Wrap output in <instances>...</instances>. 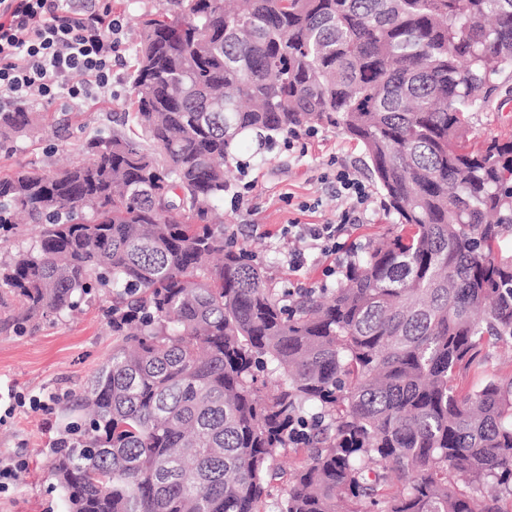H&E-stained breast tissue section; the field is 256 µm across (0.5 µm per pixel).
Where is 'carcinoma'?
Masks as SVG:
<instances>
[{
	"label": "carcinoma",
	"instance_id": "1",
	"mask_svg": "<svg viewBox=\"0 0 512 512\" xmlns=\"http://www.w3.org/2000/svg\"><path fill=\"white\" fill-rule=\"evenodd\" d=\"M176 3L140 21L135 132L0 177V235L38 228L0 263V331L111 297L52 462L70 512H259L279 485V512H502L512 375L463 382L512 341V135L468 138L512 78V0ZM33 124L0 112V146ZM313 124L361 145L400 231L334 288H272L212 212L242 139Z\"/></svg>",
	"mask_w": 512,
	"mask_h": 512
}]
</instances>
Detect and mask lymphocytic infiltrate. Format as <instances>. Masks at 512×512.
I'll list each match as a JSON object with an SVG mask.
<instances>
[{
    "label": "lymphocytic infiltrate",
    "mask_w": 512,
    "mask_h": 512,
    "mask_svg": "<svg viewBox=\"0 0 512 512\" xmlns=\"http://www.w3.org/2000/svg\"><path fill=\"white\" fill-rule=\"evenodd\" d=\"M121 29L108 2L92 9L87 0H0V112L23 108L35 93L85 103L110 81ZM75 73L81 83H71ZM342 230L339 224L289 225V237L303 244L290 265L303 268L309 251H335Z\"/></svg>",
    "instance_id": "obj_1"
}]
</instances>
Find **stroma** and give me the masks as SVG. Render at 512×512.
<instances>
[{
    "label": "stroma",
    "instance_id": "obj_1",
    "mask_svg": "<svg viewBox=\"0 0 512 512\" xmlns=\"http://www.w3.org/2000/svg\"><path fill=\"white\" fill-rule=\"evenodd\" d=\"M171 0H112L122 23L120 48L112 61V93L75 107L60 99L32 98L28 109L35 126L14 151H0V177L18 166L44 170L81 160L87 141L123 130L136 48L135 22L144 14L171 9ZM498 110L480 113L474 135L491 138L512 131V92L500 89ZM245 173L233 174L231 188L218 204L225 227L238 241L258 250L271 283L316 288L325 271L353 248L396 231L381 195L364 166L361 146L331 127H319L297 138L278 137L275 145L247 140L239 154ZM349 170L369 191L360 223L349 225L335 253L313 254L301 270L289 268V252L299 249L288 238V224L337 221L347 201L336 190V172ZM107 302L99 296L73 315L51 317L36 333L0 332V463L21 465L18 480L0 491V512H67L62 490L49 466L60 441H73L76 421L72 403L93 374L112 354V333L103 315Z\"/></svg>",
    "mask_w": 512,
    "mask_h": 512
}]
</instances>
